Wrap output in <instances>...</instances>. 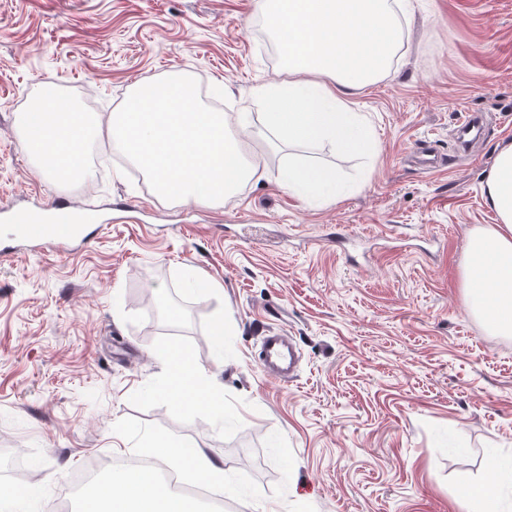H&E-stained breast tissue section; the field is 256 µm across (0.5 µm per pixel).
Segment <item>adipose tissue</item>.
<instances>
[{"mask_svg":"<svg viewBox=\"0 0 512 512\" xmlns=\"http://www.w3.org/2000/svg\"><path fill=\"white\" fill-rule=\"evenodd\" d=\"M257 8L278 40L290 80L257 90L262 108L259 136L277 144H334L345 155L373 150L370 128L351 112L352 92L386 73L399 49V30L389 0H257ZM331 77L332 86L318 84ZM40 121L31 154L47 175L82 171L88 125L83 113L63 111L56 95H43L33 109ZM281 185L303 196L332 197L336 172L327 166L289 163ZM497 225L470 238L465 296L473 312L495 334L512 335V144L502 147L485 181ZM165 366L163 396L175 411L194 410L215 417L227 411L224 391L197 365L191 350L168 345L159 352ZM148 453L176 465L196 480L227 484L223 462L180 439L152 437ZM486 466L494 482L466 487L461 498L478 512H501L499 490L512 488V466L490 454ZM83 512H197L193 499L163 483L156 471L120 469L85 497Z\"/></svg>","mask_w":512,"mask_h":512,"instance_id":"adipose-tissue-1","label":"adipose tissue"}]
</instances>
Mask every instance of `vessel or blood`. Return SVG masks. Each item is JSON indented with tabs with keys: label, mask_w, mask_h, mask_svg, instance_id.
I'll return each instance as SVG.
<instances>
[{
	"label": "vessel or blood",
	"mask_w": 512,
	"mask_h": 512,
	"mask_svg": "<svg viewBox=\"0 0 512 512\" xmlns=\"http://www.w3.org/2000/svg\"><path fill=\"white\" fill-rule=\"evenodd\" d=\"M457 135L464 147L479 143L481 129L477 118L465 115L458 123ZM86 220V215L73 203L58 200L45 205L38 215L27 217L20 231L35 246L64 250L80 234ZM295 363L296 353L286 337L272 334L263 338L260 365L267 375L288 380Z\"/></svg>",
	"instance_id": "b4317fda"
}]
</instances>
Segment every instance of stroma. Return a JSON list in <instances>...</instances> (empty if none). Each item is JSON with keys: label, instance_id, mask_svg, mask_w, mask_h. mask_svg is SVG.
I'll return each mask as SVG.
<instances>
[{"label": "stroma", "instance_id": "1", "mask_svg": "<svg viewBox=\"0 0 512 512\" xmlns=\"http://www.w3.org/2000/svg\"><path fill=\"white\" fill-rule=\"evenodd\" d=\"M396 24L388 73L351 98L375 148L345 156L255 137V91L288 81L256 0H0V206L63 197L101 220L71 251L0 228L16 249L0 258V484L30 493L13 512H48L92 463L158 434L223 461L232 486L202 512H465L486 457H512V335L462 285L512 142V0H410ZM174 73L198 80L255 169L224 201L164 200L109 132L136 84ZM46 89L93 120L83 176L27 155L22 122ZM464 112L483 124L472 151L456 142ZM292 157L334 167L335 198L282 189ZM270 330L298 348L291 379L260 367ZM170 344L223 388L224 418L159 395Z\"/></svg>", "mask_w": 512, "mask_h": 512}]
</instances>
